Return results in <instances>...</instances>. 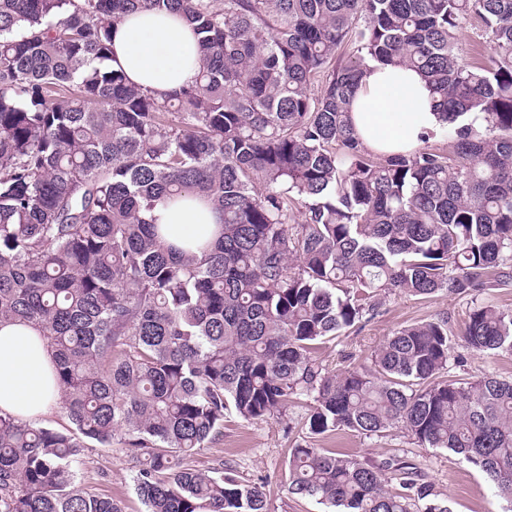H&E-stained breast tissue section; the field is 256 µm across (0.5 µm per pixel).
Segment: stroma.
Here are the masks:
<instances>
[{
    "instance_id": "1",
    "label": "stroma",
    "mask_w": 512,
    "mask_h": 512,
    "mask_svg": "<svg viewBox=\"0 0 512 512\" xmlns=\"http://www.w3.org/2000/svg\"><path fill=\"white\" fill-rule=\"evenodd\" d=\"M476 301L512 309V284L488 289L475 300L444 291L428 297L388 296L380 301L372 319L326 341L316 357L334 374L361 364L367 366L372 352L403 326L444 319L453 346L448 370L454 378L473 381L494 376L511 380V355L476 352L466 348L461 340L469 311ZM313 406V399H303L289 409L284 422L273 419L245 422L235 415H227L223 438L201 449L194 457V464L203 470L220 466L236 479L260 486L269 512H329L316 500L287 491L288 450L305 441L318 448L377 463L408 460L421 470L436 501L447 506L448 512H512V507L497 497L493 484L462 456L444 448L420 446L402 430L371 436L351 430L310 434L306 419ZM139 467L133 453L116 440L108 448L90 444L77 463L76 472L88 491L112 496L122 512H145L135 490Z\"/></svg>"
}]
</instances>
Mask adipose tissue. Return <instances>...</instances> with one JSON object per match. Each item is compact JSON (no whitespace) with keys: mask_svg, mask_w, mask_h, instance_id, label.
<instances>
[{"mask_svg":"<svg viewBox=\"0 0 512 512\" xmlns=\"http://www.w3.org/2000/svg\"><path fill=\"white\" fill-rule=\"evenodd\" d=\"M113 61L128 80L158 94L188 83L199 65L192 27L177 14L137 10L115 25ZM351 120L363 146L376 155L409 153L422 147L446 123L434 96L414 70L377 64L359 81ZM162 223L182 236L202 233L218 216L197 201L161 213ZM60 391L54 375V351L31 325H0V411L24 421L50 413Z\"/></svg>","mask_w":512,"mask_h":512,"instance_id":"ef3b65f1","label":"adipose tissue"}]
</instances>
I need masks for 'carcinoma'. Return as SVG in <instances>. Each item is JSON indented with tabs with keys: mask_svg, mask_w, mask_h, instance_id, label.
I'll list each match as a JSON object with an SVG mask.
<instances>
[{
	"mask_svg": "<svg viewBox=\"0 0 512 512\" xmlns=\"http://www.w3.org/2000/svg\"><path fill=\"white\" fill-rule=\"evenodd\" d=\"M140 8L196 35L198 73L171 94L105 65L112 28ZM474 17L488 67L454 53ZM373 62L429 82L452 154L365 149L349 107ZM189 197L219 215L213 241L167 240L157 210ZM511 280L512 0H0V324L44 333L73 424L0 412V512H122L75 472L86 442L117 435L142 457L146 512H267L259 487L189 460L227 414L282 420L303 396L311 434L402 429L512 503V381L443 378L448 321L402 327L371 369L331 375L314 357L376 296ZM462 341L511 355L512 310L474 304ZM288 472V493L342 512L432 496L405 461L310 444Z\"/></svg>",
	"mask_w": 512,
	"mask_h": 512,
	"instance_id": "1",
	"label": "carcinoma"
}]
</instances>
